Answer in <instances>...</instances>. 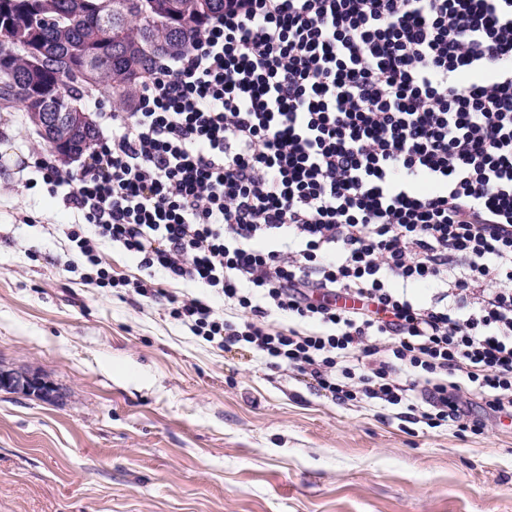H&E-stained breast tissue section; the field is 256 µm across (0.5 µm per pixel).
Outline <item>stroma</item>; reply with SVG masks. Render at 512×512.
I'll return each mask as SVG.
<instances>
[{
    "instance_id": "obj_1",
    "label": "stroma",
    "mask_w": 512,
    "mask_h": 512,
    "mask_svg": "<svg viewBox=\"0 0 512 512\" xmlns=\"http://www.w3.org/2000/svg\"><path fill=\"white\" fill-rule=\"evenodd\" d=\"M0 112V512H512V418L483 432L338 404L296 371L194 336L165 303L63 271L78 217ZM0 386L5 391L44 402H54L58 398L57 391L50 381L28 371L6 369L1 366Z\"/></svg>"
}]
</instances>
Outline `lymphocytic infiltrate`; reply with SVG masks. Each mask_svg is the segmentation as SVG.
<instances>
[{"mask_svg":"<svg viewBox=\"0 0 512 512\" xmlns=\"http://www.w3.org/2000/svg\"><path fill=\"white\" fill-rule=\"evenodd\" d=\"M106 118L78 171L34 155L84 281L342 404L512 417V0H225ZM101 250L106 262L111 267L112 275L133 279L134 276L139 277L145 273L140 270L137 260L127 255L119 247L112 246V242L102 241Z\"/></svg>","mask_w":512,"mask_h":512,"instance_id":"1","label":"lymphocytic infiltrate"}]
</instances>
